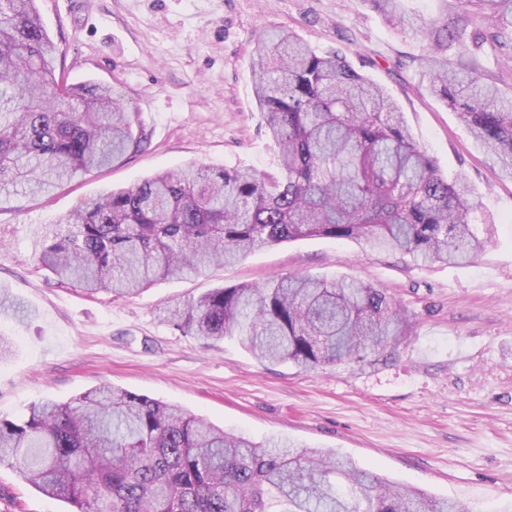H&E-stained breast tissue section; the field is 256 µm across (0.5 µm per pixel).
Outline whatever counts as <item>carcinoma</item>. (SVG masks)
Returning a JSON list of instances; mask_svg holds the SVG:
<instances>
[{
	"mask_svg": "<svg viewBox=\"0 0 512 512\" xmlns=\"http://www.w3.org/2000/svg\"><path fill=\"white\" fill-rule=\"evenodd\" d=\"M393 28L429 41L428 91L457 111L476 145L512 179V99L465 64L448 39L486 21L512 48V0H458L428 23L401 0H364ZM57 47L37 0H0V198L50 192L122 163L148 135L111 87L57 76ZM252 66L277 170L180 167L112 190L43 235L39 262L89 294L137 295L159 279L202 274L252 251L319 236L399 252L423 265L473 261L474 191L444 177L379 84L336 49L266 30ZM24 306L0 289V312ZM161 316L206 342L238 337L260 361L311 371L363 359L411 329L383 290L354 280L275 275L211 288ZM72 512H460L397 488L334 453L264 445L176 405L119 388L0 416V468Z\"/></svg>",
	"mask_w": 512,
	"mask_h": 512,
	"instance_id": "1",
	"label": "carcinoma"
}]
</instances>
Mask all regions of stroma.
<instances>
[{
  "label": "stroma",
  "instance_id": "1",
  "mask_svg": "<svg viewBox=\"0 0 512 512\" xmlns=\"http://www.w3.org/2000/svg\"><path fill=\"white\" fill-rule=\"evenodd\" d=\"M68 83L111 86L149 144L116 166L47 196L0 203V286L28 311L0 317L13 340L0 359V416L42 400L68 402L111 385L174 404L257 442L282 439L350 457L461 512H512V180L501 177L456 111L425 88L421 38L388 26L361 0H37ZM269 26L319 50H341L386 88L439 171L464 176L487 244L471 265L422 267L305 238L267 246L205 276L161 281L140 295L87 296L37 261L41 229L100 193L195 162L273 170L252 59ZM482 81L512 88V58L475 27L448 44ZM347 278L385 290L410 336L362 360L304 372L261 363L234 338L207 343L162 321L160 305L275 274ZM0 512H69L0 468Z\"/></svg>",
  "mask_w": 512,
  "mask_h": 512
}]
</instances>
